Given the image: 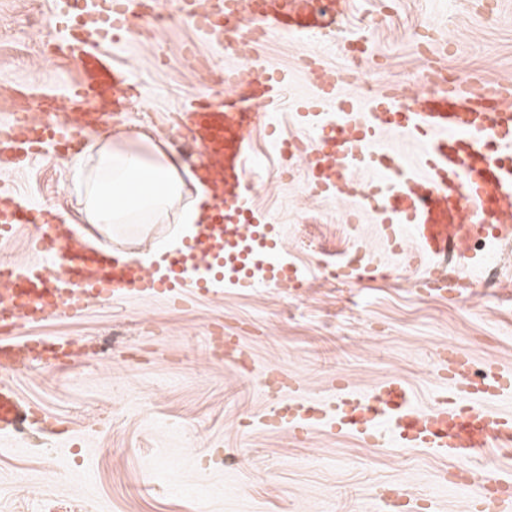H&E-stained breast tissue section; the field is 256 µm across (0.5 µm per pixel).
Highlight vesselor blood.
Listing matches in <instances>:
<instances>
[{"label": "vessel or blood", "mask_w": 512, "mask_h": 512, "mask_svg": "<svg viewBox=\"0 0 512 512\" xmlns=\"http://www.w3.org/2000/svg\"><path fill=\"white\" fill-rule=\"evenodd\" d=\"M310 0H177L178 12L212 44L238 45L241 66L224 70L223 96H199L174 115L175 130L192 148L194 168L207 193L192 241L161 254L151 266L124 263L106 246L78 234L47 205L25 202L14 187L0 186V241L29 229L30 260L0 264V363L20 349L61 366L78 356L71 339H24L23 327L41 326L49 316L83 315L94 302L120 303L132 297L171 302L186 295L217 293L223 286L285 288L299 282L295 264L278 257L282 230L268 223L250 200L247 164L252 133L282 101L284 78L267 74L252 49L259 37L320 38L338 29L331 8L312 9ZM55 18L76 81L63 94L40 95L39 118L11 112L0 118V173L25 169L46 151L79 148L83 133L111 124L129 111L143 88L129 69L113 63L106 42L131 39L151 29L154 0H55ZM342 78L319 77L296 118L314 137L303 157L280 154L282 166L302 168L311 196L345 198L359 210L373 208L386 248L404 254L428 296L448 295V244L471 235L494 236L512 200V84L464 85L422 94L404 105L391 89L358 103L338 94ZM402 137L419 148L416 159L389 144ZM413 247L404 250V239ZM354 260L337 273L358 283L385 274L370 254L354 249ZM446 389L431 406L418 408L401 379L384 380L361 393L337 380L330 400L303 397L291 377L273 391L283 404L264 416L265 426L304 439L316 428L350 434L371 448L395 442L403 448H431L468 463L490 448L512 453V413L498 402L512 394V372L489 365L475 374L471 356L443 349L436 368ZM11 386L0 385V433L11 432L34 414ZM472 512H512V474L495 475L492 486L461 477Z\"/></svg>", "instance_id": "1"}]
</instances>
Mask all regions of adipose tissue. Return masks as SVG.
Segmentation results:
<instances>
[{
  "label": "adipose tissue",
  "mask_w": 512,
  "mask_h": 512,
  "mask_svg": "<svg viewBox=\"0 0 512 512\" xmlns=\"http://www.w3.org/2000/svg\"><path fill=\"white\" fill-rule=\"evenodd\" d=\"M86 142L70 168L88 223L112 229L119 244L125 241L129 224L174 222L184 234L192 233L198 206L185 201L186 183L173 158L159 150L149 161L140 150L103 140L94 132L87 133Z\"/></svg>",
  "instance_id": "obj_1"
}]
</instances>
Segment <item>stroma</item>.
Here are the masks:
<instances>
[{"instance_id":"1","label":"stroma","mask_w":512,"mask_h":512,"mask_svg":"<svg viewBox=\"0 0 512 512\" xmlns=\"http://www.w3.org/2000/svg\"><path fill=\"white\" fill-rule=\"evenodd\" d=\"M487 3L350 0L345 29L376 45L382 68L373 79L382 87L415 85L426 61L410 37L417 27L433 31L432 51L463 78L512 82V0H497L490 15ZM52 12L53 0H0V114L17 109L19 93L38 87L60 94L74 82L70 59L42 55L45 45L60 42ZM158 38L166 47L161 58L137 39L106 43L144 87L141 110L117 118L106 134L117 142L143 133L174 155L181 138L169 115L192 97L220 92L192 69L190 55L210 58L218 74L236 55L182 19ZM260 54L289 85L280 108L253 134V201L281 225L283 250L304 290L227 288L179 303L132 298L49 320L39 335L66 336L90 351L60 368L31 360L24 371H0V381L74 429L84 446L72 451L40 430L0 436V512H376L375 494L390 484L430 501L433 512H469L467 493L444 478L451 460L429 449L370 448L321 429L295 440L262 424L269 398L259 374L272 367L294 374L318 400L332 395L339 377L370 392L398 376L423 408L440 386L434 358L444 345L468 350L475 370L491 362L512 370V280L450 304L417 290L416 273L382 251L369 216L346 223L350 203L319 199L304 211L303 173H280L277 140L301 134L294 112L297 96L309 90L304 58L339 70L345 50L277 37ZM5 181L85 231L83 199L65 159L35 160ZM356 245L379 252L393 275L352 287L325 279V266H344ZM215 323L247 328L253 373L208 356Z\"/></svg>"}]
</instances>
